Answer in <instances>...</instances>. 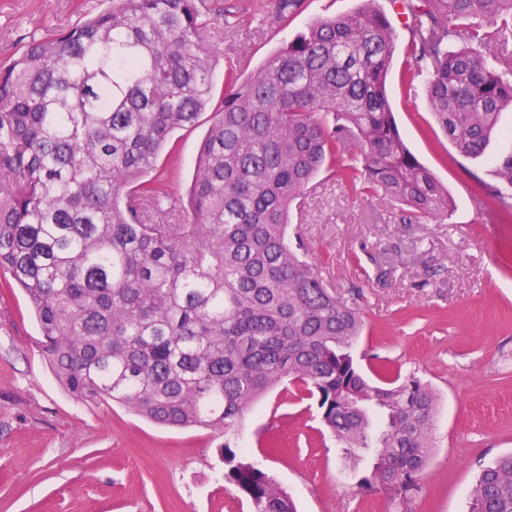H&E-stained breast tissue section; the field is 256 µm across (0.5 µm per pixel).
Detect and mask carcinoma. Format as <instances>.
Returning a JSON list of instances; mask_svg holds the SVG:
<instances>
[{
	"instance_id": "cac0c4a2",
	"label": "carcinoma",
	"mask_w": 512,
	"mask_h": 512,
	"mask_svg": "<svg viewBox=\"0 0 512 512\" xmlns=\"http://www.w3.org/2000/svg\"><path fill=\"white\" fill-rule=\"evenodd\" d=\"M303 0H279L290 22ZM408 19L406 96L428 106L466 158L483 156L512 75L489 46L512 32V0H391ZM200 0H112L0 66V271L27 296L37 347L84 403L156 425L224 435V481L251 512H296L237 449L238 427L278 386L316 399L363 493L420 489L437 394L414 372L368 379L352 348L364 321L289 235V211L323 169L413 217L453 203L400 136L386 94L399 35L378 0L310 22L248 78H227L182 205L144 180L173 135L213 99ZM484 197L512 220V152ZM469 512H512V454L485 467Z\"/></svg>"
}]
</instances>
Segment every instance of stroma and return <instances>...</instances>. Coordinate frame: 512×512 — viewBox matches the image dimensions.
Masks as SVG:
<instances>
[{"mask_svg": "<svg viewBox=\"0 0 512 512\" xmlns=\"http://www.w3.org/2000/svg\"><path fill=\"white\" fill-rule=\"evenodd\" d=\"M106 0H0V63L105 8ZM277 0H202L212 78L247 76L318 18L359 0H303L289 25ZM387 78L400 133L445 185L453 210L419 221L408 207L316 177L290 210V232L326 287L361 312L353 355L365 373L413 372L439 398L422 487L406 507L357 492L315 400L276 388L253 406L239 443L290 494L297 512H468L480 470L512 452V221L478 208V183L495 184L496 139L483 160L462 156L436 125L423 81L407 100L405 27ZM207 122L178 131L155 171L185 195ZM25 293L0 272V512H250L223 478L222 434L154 425L116 404L77 401L57 383L35 341Z\"/></svg>", "mask_w": 512, "mask_h": 512, "instance_id": "1", "label": "stroma"}]
</instances>
